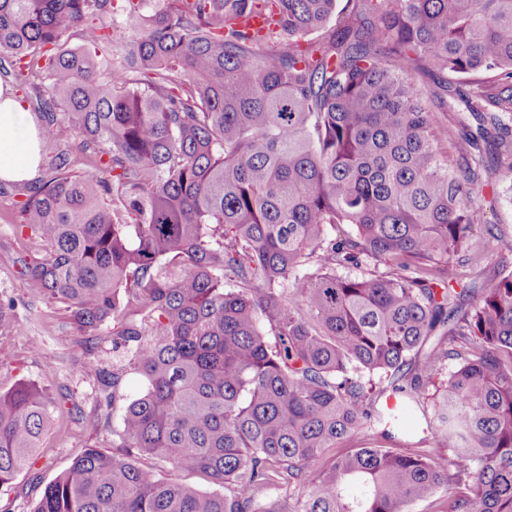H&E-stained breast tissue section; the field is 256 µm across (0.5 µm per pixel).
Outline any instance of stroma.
I'll use <instances>...</instances> for the list:
<instances>
[{
  "label": "stroma",
  "mask_w": 512,
  "mask_h": 512,
  "mask_svg": "<svg viewBox=\"0 0 512 512\" xmlns=\"http://www.w3.org/2000/svg\"><path fill=\"white\" fill-rule=\"evenodd\" d=\"M493 179L496 188L512 187L510 170L499 169ZM493 189L472 194L482 222L472 234L476 259L461 270L467 282L512 269V205L493 201ZM15 202V197L0 196V391L21 382L39 385L50 401L52 420L32 465L0 486V512H33L44 486L86 449L112 452L125 408L141 393L143 380L132 351L113 348L111 324L76 331L65 304L23 275L24 263L45 250L30 230H16ZM103 371L120 375L111 402L100 383Z\"/></svg>",
  "instance_id": "stroma-1"
}]
</instances>
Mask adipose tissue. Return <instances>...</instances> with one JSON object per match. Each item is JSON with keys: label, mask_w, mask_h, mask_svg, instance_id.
Returning a JSON list of instances; mask_svg holds the SVG:
<instances>
[{"label": "adipose tissue", "mask_w": 512, "mask_h": 512, "mask_svg": "<svg viewBox=\"0 0 512 512\" xmlns=\"http://www.w3.org/2000/svg\"><path fill=\"white\" fill-rule=\"evenodd\" d=\"M40 161L39 139L24 104L10 86L0 84V179L29 178Z\"/></svg>", "instance_id": "obj_1"}]
</instances>
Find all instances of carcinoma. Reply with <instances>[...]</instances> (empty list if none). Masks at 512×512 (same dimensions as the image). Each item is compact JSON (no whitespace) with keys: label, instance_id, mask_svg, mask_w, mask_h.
Returning <instances> with one entry per match:
<instances>
[{"label":"carcinoma","instance_id":"1","mask_svg":"<svg viewBox=\"0 0 512 512\" xmlns=\"http://www.w3.org/2000/svg\"><path fill=\"white\" fill-rule=\"evenodd\" d=\"M123 2L0 0V69L42 92L46 171L0 181L47 249L26 272L144 381L118 450L34 512H411L450 485L448 512H512V272L455 288L470 186L512 169V0ZM259 8L274 29L241 25ZM49 422L0 392V485ZM364 425L383 444L319 465ZM417 435L448 455L390 448ZM138 462L143 467L154 469L159 475L165 478L176 480L201 491L211 492L217 490L218 492H224V489L214 486L203 474L172 469L170 465L152 456H141Z\"/></svg>","mask_w":512,"mask_h":512}]
</instances>
